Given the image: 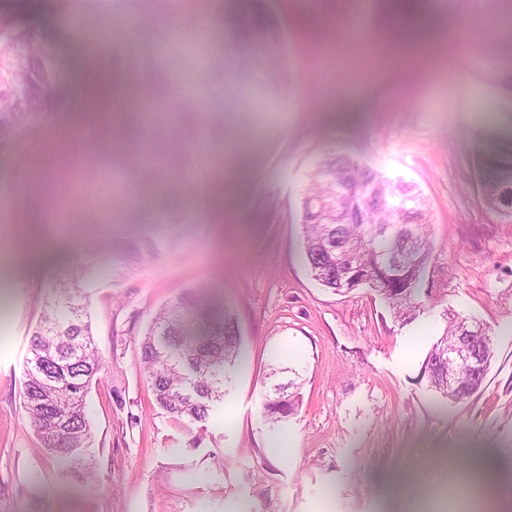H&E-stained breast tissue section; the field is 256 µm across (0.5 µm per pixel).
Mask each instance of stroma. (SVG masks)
<instances>
[{"mask_svg": "<svg viewBox=\"0 0 512 512\" xmlns=\"http://www.w3.org/2000/svg\"><path fill=\"white\" fill-rule=\"evenodd\" d=\"M418 8L427 54L364 46L393 0H0L62 63L55 110L0 136V512H512V223L481 189L512 156V0ZM186 91L150 130L168 163L147 174L111 130L141 129L140 99ZM330 150L426 199L434 248L408 326L376 291L337 294L309 271L301 200ZM163 217L172 241L156 246ZM106 246L125 260L85 286L103 361L92 461L63 472L24 411L23 364L49 285ZM188 294L230 308L242 337L224 425L162 410L141 361L156 312ZM449 309L495 350L457 403L420 378ZM292 381L298 408L268 421L273 384ZM479 463L492 493L465 478Z\"/></svg>", "mask_w": 512, "mask_h": 512, "instance_id": "35a3bbf8", "label": "stroma"}]
</instances>
